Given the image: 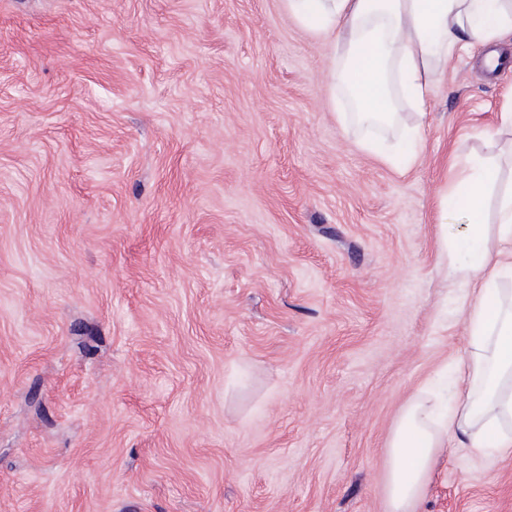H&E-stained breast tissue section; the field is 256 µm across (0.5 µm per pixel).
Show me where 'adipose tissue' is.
Here are the masks:
<instances>
[{
	"label": "adipose tissue",
	"mask_w": 512,
	"mask_h": 512,
	"mask_svg": "<svg viewBox=\"0 0 512 512\" xmlns=\"http://www.w3.org/2000/svg\"><path fill=\"white\" fill-rule=\"evenodd\" d=\"M308 33L330 42L337 63L334 83L355 106L366 127L396 122L397 96L425 118L439 63L462 40L486 44L512 35V0H282ZM369 53L355 59L359 45ZM497 179L494 166H478L466 178L458 206L469 216L461 235L443 241L448 276L480 282L468 302L469 353L462 365L463 392L451 411H440L427 394L404 408L396 422L387 475L390 512H414L430 477L433 459L449 439L489 456L512 451V191L499 200V223L488 234L486 198Z\"/></svg>",
	"instance_id": "ef3b65f1"
}]
</instances>
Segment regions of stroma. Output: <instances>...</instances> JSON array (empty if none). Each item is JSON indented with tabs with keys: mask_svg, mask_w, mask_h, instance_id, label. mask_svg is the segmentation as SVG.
Returning a JSON list of instances; mask_svg holds the SVG:
<instances>
[{
	"mask_svg": "<svg viewBox=\"0 0 512 512\" xmlns=\"http://www.w3.org/2000/svg\"><path fill=\"white\" fill-rule=\"evenodd\" d=\"M491 52L372 129L282 0H0V512H388L480 290L443 228L476 163L487 223L512 187ZM416 512H512V455H439Z\"/></svg>",
	"mask_w": 512,
	"mask_h": 512,
	"instance_id": "1",
	"label": "stroma"
}]
</instances>
